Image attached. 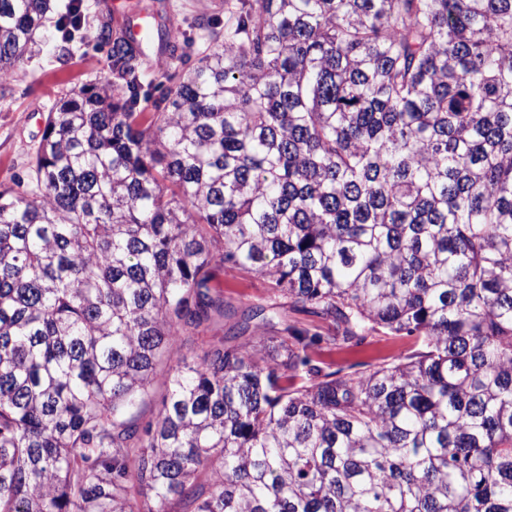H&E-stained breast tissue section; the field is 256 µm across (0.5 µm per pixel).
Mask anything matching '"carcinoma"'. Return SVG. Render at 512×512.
Listing matches in <instances>:
<instances>
[{
	"instance_id": "obj_1",
	"label": "carcinoma",
	"mask_w": 512,
	"mask_h": 512,
	"mask_svg": "<svg viewBox=\"0 0 512 512\" xmlns=\"http://www.w3.org/2000/svg\"><path fill=\"white\" fill-rule=\"evenodd\" d=\"M50 2L0 0V75ZM132 59L0 190V512H512V0H224L161 107ZM225 267L265 302L169 364ZM414 342L411 337L390 336L375 333L362 343L343 348H320L314 346L311 355L324 369L333 371L343 369L344 372L362 371L368 364L390 361L400 352L408 349Z\"/></svg>"
}]
</instances>
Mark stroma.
I'll list each match as a JSON object with an SVG mask.
<instances>
[{
	"label": "stroma",
	"instance_id": "1",
	"mask_svg": "<svg viewBox=\"0 0 512 512\" xmlns=\"http://www.w3.org/2000/svg\"><path fill=\"white\" fill-rule=\"evenodd\" d=\"M83 12L88 38L66 43L53 32L38 37L11 76L0 82V189L28 181L47 114L61 97L85 85L117 81L109 46L92 37L102 16H110L118 34L137 17L151 19L156 27H177L196 50L224 32V0H83ZM188 68V63L170 62L156 40L138 59L140 82L157 99L164 92L162 75L176 79ZM218 281L225 301L239 308L257 302L268 288L264 279L228 268ZM412 343V338L379 332L343 348L313 347L311 355L326 370L354 372L391 360Z\"/></svg>",
	"mask_w": 512,
	"mask_h": 512
}]
</instances>
